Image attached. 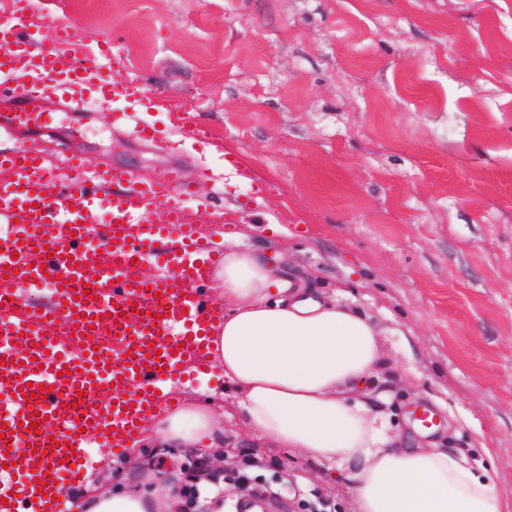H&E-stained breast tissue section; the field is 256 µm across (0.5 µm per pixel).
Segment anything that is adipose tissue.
<instances>
[{"mask_svg": "<svg viewBox=\"0 0 512 512\" xmlns=\"http://www.w3.org/2000/svg\"><path fill=\"white\" fill-rule=\"evenodd\" d=\"M211 287L227 304L208 338L211 360L238 396L248 428L278 448L352 464L356 512H502L487 471L465 454L436 446L401 448L369 390L386 365L382 332L361 309L303 287L251 250L228 249ZM143 448L218 451L224 429L212 399L170 408L142 431ZM182 479L116 477L72 495L74 512H188Z\"/></svg>", "mask_w": 512, "mask_h": 512, "instance_id": "ef3b65f1", "label": "adipose tissue"}]
</instances>
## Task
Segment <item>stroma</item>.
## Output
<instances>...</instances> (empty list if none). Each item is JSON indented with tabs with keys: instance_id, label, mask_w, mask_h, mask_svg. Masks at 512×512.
Returning a JSON list of instances; mask_svg holds the SVG:
<instances>
[{
	"instance_id": "stroma-1",
	"label": "stroma",
	"mask_w": 512,
	"mask_h": 512,
	"mask_svg": "<svg viewBox=\"0 0 512 512\" xmlns=\"http://www.w3.org/2000/svg\"><path fill=\"white\" fill-rule=\"evenodd\" d=\"M89 48L111 41L128 75L166 91L214 140L183 139L156 109L150 147L96 102L29 138L50 162L156 177L209 168L188 213L203 235L288 264L372 315L388 364L373 390L410 447L416 407L439 409L450 449L487 465L512 502V0H41ZM234 155L237 166L224 164ZM236 215L225 239L222 209ZM176 402L213 396L224 442L298 512L309 489L355 512L348 468L250 433L224 372L185 371ZM155 449L97 454L89 481L141 471ZM292 479L281 487V473Z\"/></svg>"
}]
</instances>
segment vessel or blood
Masks as SVG:
<instances>
[{
  "instance_id": "obj_1",
  "label": "vessel or blood",
  "mask_w": 512,
  "mask_h": 512,
  "mask_svg": "<svg viewBox=\"0 0 512 512\" xmlns=\"http://www.w3.org/2000/svg\"><path fill=\"white\" fill-rule=\"evenodd\" d=\"M123 70L119 55L47 23L37 0H11L0 15V132L47 127L54 106L81 112L92 96L144 112L163 99ZM193 194L175 167L145 179L89 168L77 153L54 167L36 148H0V512H62V489L81 481L92 449L124 447L167 407L175 373L207 364L224 312L200 288L222 255L188 215ZM35 286L44 299L29 296ZM30 382L44 400L20 396ZM39 414L48 427L24 432Z\"/></svg>"
}]
</instances>
